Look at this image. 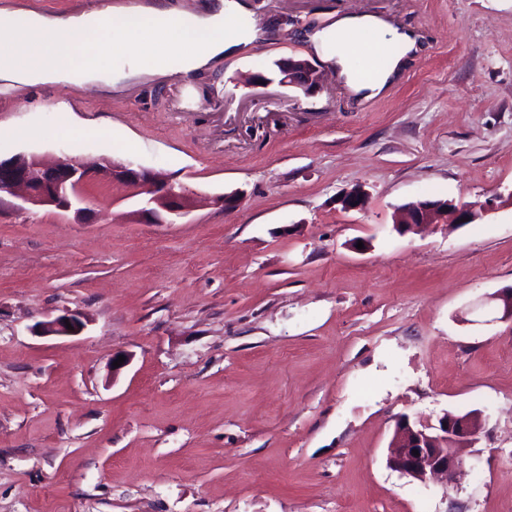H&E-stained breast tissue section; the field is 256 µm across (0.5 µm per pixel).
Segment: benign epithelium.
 <instances>
[{"instance_id":"1","label":"benign epithelium","mask_w":512,"mask_h":512,"mask_svg":"<svg viewBox=\"0 0 512 512\" xmlns=\"http://www.w3.org/2000/svg\"><path fill=\"white\" fill-rule=\"evenodd\" d=\"M283 81L303 90L311 83L318 82L319 76L311 63L287 60L281 64ZM91 171L83 164L65 159L53 167H46L35 158H11L0 160V193L14 195L31 206L53 205L69 210L74 204L82 202L81 189ZM102 174L111 179H119L139 186L149 195V202L171 212L179 213L186 198L185 188H176L158 174L136 169L132 165H110L102 168ZM348 210H362L367 204L365 194L359 189L348 192L343 200ZM447 206L445 202L437 204L418 201L405 207L404 224H432ZM72 329H67V326ZM84 329L80 313L67 311L56 319L43 323L40 333L45 336H75ZM485 427L482 412L476 418H448L443 415L438 424H411L402 419L397 422L390 443L388 465L391 469L425 483L438 476L448 480L465 467V459L460 451L465 443L474 442ZM418 454H413V451Z\"/></svg>"}]
</instances>
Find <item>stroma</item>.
<instances>
[{"mask_svg":"<svg viewBox=\"0 0 512 512\" xmlns=\"http://www.w3.org/2000/svg\"><path fill=\"white\" fill-rule=\"evenodd\" d=\"M105 1L150 2L0 7ZM249 3L266 38L202 71L0 79V125L41 131L1 159L131 163L189 195L156 218L98 175L80 215L0 197V512H512V322L474 311L512 289V0ZM344 14L419 36L383 96L306 39ZM289 58L316 89L282 83ZM489 199L397 229L411 202ZM67 310L81 334L38 335ZM471 410L454 482L388 466L398 418Z\"/></svg>","mask_w":512,"mask_h":512,"instance_id":"stroma-1","label":"stroma"}]
</instances>
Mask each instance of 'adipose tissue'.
<instances>
[{
  "instance_id": "1",
  "label": "adipose tissue",
  "mask_w": 512,
  "mask_h": 512,
  "mask_svg": "<svg viewBox=\"0 0 512 512\" xmlns=\"http://www.w3.org/2000/svg\"><path fill=\"white\" fill-rule=\"evenodd\" d=\"M390 38L398 55L369 80L358 79L351 60L366 32ZM261 30L247 0H217L201 11H178L166 0L124 9L105 5L77 17L48 18L31 10H0V78L28 84L55 78L77 86L117 69L130 75L163 76L172 68L190 72L224 52L245 50ZM315 53L334 63L354 94L382 95L401 73L406 57L421 45L413 31L401 32L374 16L343 15L311 36Z\"/></svg>"
}]
</instances>
